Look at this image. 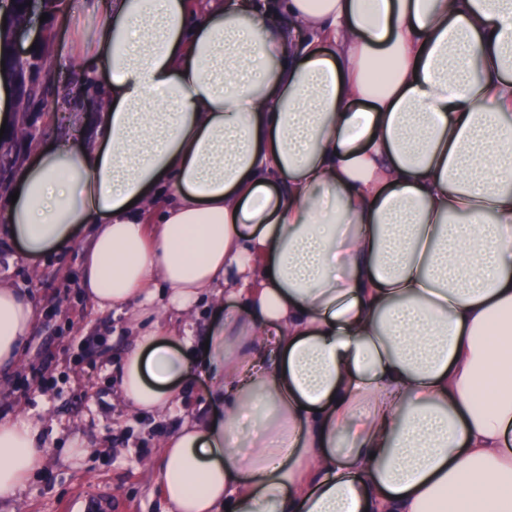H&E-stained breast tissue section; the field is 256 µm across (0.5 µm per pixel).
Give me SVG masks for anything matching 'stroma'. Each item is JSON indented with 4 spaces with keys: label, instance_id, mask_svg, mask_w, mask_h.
Masks as SVG:
<instances>
[{
    "label": "stroma",
    "instance_id": "35a3bbf8",
    "mask_svg": "<svg viewBox=\"0 0 512 512\" xmlns=\"http://www.w3.org/2000/svg\"><path fill=\"white\" fill-rule=\"evenodd\" d=\"M93 0H60L52 17L32 20L29 36L48 48L46 67L68 87L79 81L71 62L74 37L93 41L102 22ZM7 190H0V283L27 292L41 317L22 363L0 377V420L28 414L47 431L46 462L17 500L0 512H61L77 491L106 490L126 512H163L149 462L161 441L204 401L209 380L195 372L165 415L132 411L121 399L115 375L130 340L125 315L99 311L82 297L79 273L85 239L63 251L33 259L4 231ZM49 361V385L24 390L33 367ZM84 438L88 454L68 457L73 437Z\"/></svg>",
    "mask_w": 512,
    "mask_h": 512
}]
</instances>
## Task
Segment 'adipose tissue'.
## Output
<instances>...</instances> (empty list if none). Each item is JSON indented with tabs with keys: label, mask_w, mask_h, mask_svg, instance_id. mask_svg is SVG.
Returning <instances> with one entry per match:
<instances>
[{
	"label": "adipose tissue",
	"mask_w": 512,
	"mask_h": 512,
	"mask_svg": "<svg viewBox=\"0 0 512 512\" xmlns=\"http://www.w3.org/2000/svg\"><path fill=\"white\" fill-rule=\"evenodd\" d=\"M97 7L94 134L37 146L5 222L32 258L93 227L132 409L208 370L168 512H512V0ZM37 322L0 285V370ZM47 445L0 420V501Z\"/></svg>",
	"instance_id": "ef3b65f1"
}]
</instances>
